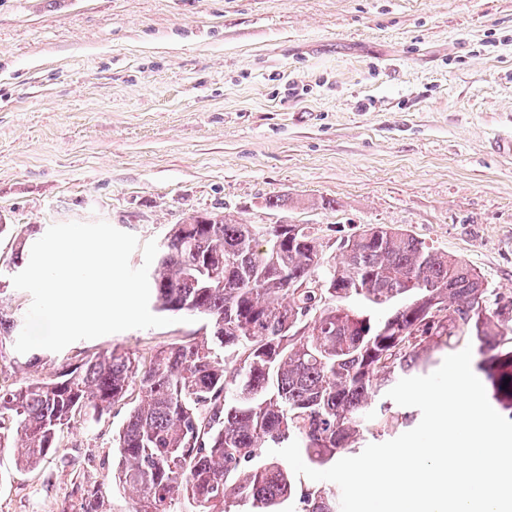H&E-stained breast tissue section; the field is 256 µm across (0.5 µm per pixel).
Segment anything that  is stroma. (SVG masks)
Masks as SVG:
<instances>
[{
  "mask_svg": "<svg viewBox=\"0 0 512 512\" xmlns=\"http://www.w3.org/2000/svg\"><path fill=\"white\" fill-rule=\"evenodd\" d=\"M512 0H0V269L17 238L103 219L164 242L197 213L303 224L338 243L385 224L512 297ZM286 207H268L270 198ZM206 322L39 350L0 338V384L107 349L149 360ZM130 388L36 467L0 448V512H136L112 487Z\"/></svg>",
  "mask_w": 512,
  "mask_h": 512,
  "instance_id": "stroma-1",
  "label": "stroma"
}]
</instances>
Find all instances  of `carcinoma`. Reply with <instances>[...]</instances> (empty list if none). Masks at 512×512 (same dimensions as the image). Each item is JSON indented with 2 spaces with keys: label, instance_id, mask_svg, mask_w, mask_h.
<instances>
[{
  "label": "carcinoma",
  "instance_id": "carcinoma-1",
  "mask_svg": "<svg viewBox=\"0 0 512 512\" xmlns=\"http://www.w3.org/2000/svg\"><path fill=\"white\" fill-rule=\"evenodd\" d=\"M338 249L339 262L327 260L297 224L260 242L230 214L173 225L152 273L154 303L207 318L209 334L146 365L113 349L47 380L0 385V448L22 449L20 465L34 466L76 417L101 420L137 385L142 399L113 438V479L139 493L136 512H281L297 497L303 512H338L330 488L296 495L287 462L268 450L296 440L325 466L371 428L408 420L385 402L371 417L372 401L463 337L493 398L512 409V299L385 225ZM6 292L0 280V335L12 336Z\"/></svg>",
  "mask_w": 512,
  "mask_h": 512
}]
</instances>
